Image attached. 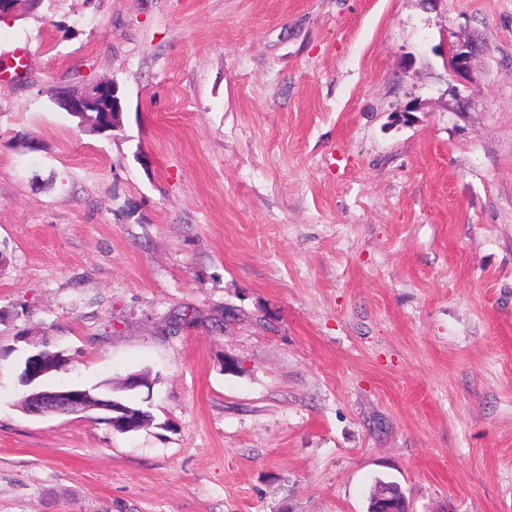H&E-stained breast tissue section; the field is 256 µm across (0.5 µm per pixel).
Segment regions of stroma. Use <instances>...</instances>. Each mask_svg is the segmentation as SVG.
Instances as JSON below:
<instances>
[{
	"label": "stroma",
	"instance_id": "stroma-1",
	"mask_svg": "<svg viewBox=\"0 0 512 512\" xmlns=\"http://www.w3.org/2000/svg\"><path fill=\"white\" fill-rule=\"evenodd\" d=\"M17 57L0 512H512V0H39ZM36 342L152 425L26 415ZM109 84H97L90 91L85 92H58L54 101L56 104L66 112L82 115L88 112H93L91 103L93 95H99L98 90L107 89ZM380 489L381 492L391 501L397 511H401L404 505L401 504L402 499L406 498L401 488L389 481H377L374 490ZM391 503L386 499L380 501L376 506V512H394L390 509Z\"/></svg>",
	"mask_w": 512,
	"mask_h": 512
}]
</instances>
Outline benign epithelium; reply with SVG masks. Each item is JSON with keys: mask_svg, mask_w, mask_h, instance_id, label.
<instances>
[{"mask_svg": "<svg viewBox=\"0 0 512 512\" xmlns=\"http://www.w3.org/2000/svg\"><path fill=\"white\" fill-rule=\"evenodd\" d=\"M109 84H98L85 92H59L54 101L66 112L82 115L91 111L93 96L98 90L106 89ZM23 411L31 416L46 414H80L97 410L100 419L114 430L130 429L128 422L113 416L116 401L110 397H96L89 389L79 385H70L60 389L51 387L34 392H24L21 397Z\"/></svg>", "mask_w": 512, "mask_h": 512, "instance_id": "7a95c632", "label": "benign epithelium"}]
</instances>
